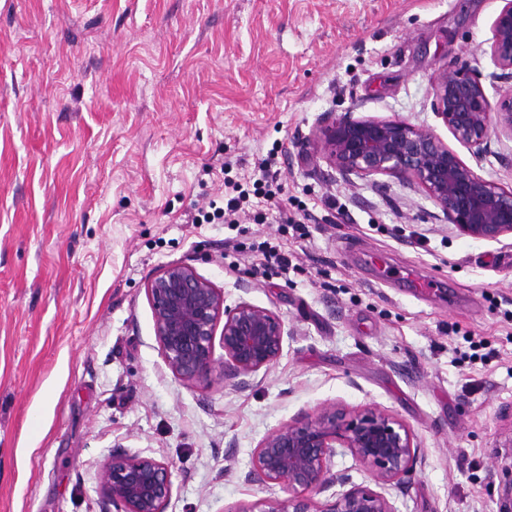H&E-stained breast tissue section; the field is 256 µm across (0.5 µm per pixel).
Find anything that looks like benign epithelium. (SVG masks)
I'll use <instances>...</instances> for the list:
<instances>
[{
	"label": "benign epithelium",
	"instance_id": "1",
	"mask_svg": "<svg viewBox=\"0 0 512 512\" xmlns=\"http://www.w3.org/2000/svg\"><path fill=\"white\" fill-rule=\"evenodd\" d=\"M493 22L490 54L512 80V0ZM435 110L461 144L482 153L491 133H512V91L491 105L483 85L461 66L440 72L434 85ZM319 148L330 167L348 179L374 174L403 175L425 189L459 232L497 241L512 234V191L475 173L429 130L395 120L342 118L326 126ZM155 337L172 373L186 382L203 378L215 365L220 336L224 366L252 376L267 370L283 351L285 328L272 311L242 301L224 306V292L183 262L168 265L146 288ZM345 448L368 467L374 480L389 484L413 467L418 447L406 425L369 407L352 418L336 405L268 434L255 448L247 480L286 486L288 497L245 505L237 512H395L389 500L367 486H353L319 503L311 496L347 477L329 475L336 448ZM99 483L116 512H165L172 495L171 465L118 449L102 464Z\"/></svg>",
	"mask_w": 512,
	"mask_h": 512
}]
</instances>
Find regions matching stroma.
Segmentation results:
<instances>
[{
    "label": "stroma",
    "instance_id": "obj_1",
    "mask_svg": "<svg viewBox=\"0 0 512 512\" xmlns=\"http://www.w3.org/2000/svg\"><path fill=\"white\" fill-rule=\"evenodd\" d=\"M503 0H0V512H116L115 447L169 462L166 512L283 499L255 448L336 403L411 430L395 512H501L512 468V236L459 233L410 179L343 180L318 148L343 118L432 130L512 190V136L475 153L434 102L469 66L490 102ZM271 158L264 223L192 224L225 179ZM286 247L288 272L258 243ZM444 283L420 295L365 266ZM192 265L277 314L279 360L248 384L168 368L146 286ZM232 460H225V453Z\"/></svg>",
    "mask_w": 512,
    "mask_h": 512
}]
</instances>
